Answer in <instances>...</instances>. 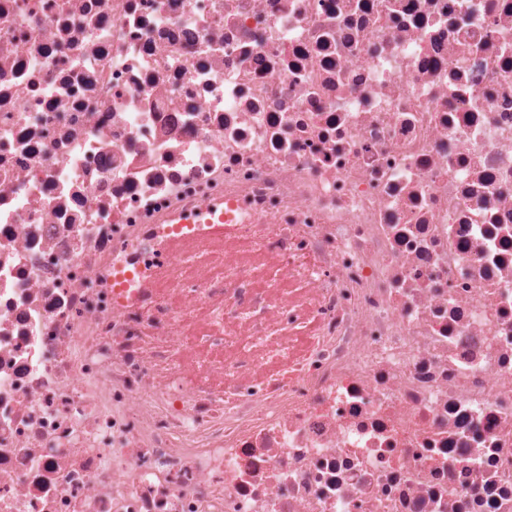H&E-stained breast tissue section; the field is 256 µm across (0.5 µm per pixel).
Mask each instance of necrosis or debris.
Masks as SVG:
<instances>
[{"instance_id":"necrosis-or-debris-1","label":"necrosis or debris","mask_w":512,"mask_h":512,"mask_svg":"<svg viewBox=\"0 0 512 512\" xmlns=\"http://www.w3.org/2000/svg\"><path fill=\"white\" fill-rule=\"evenodd\" d=\"M0 512H512V0H0ZM178 224L181 225L177 229L173 228L163 240V246L167 249L202 240L222 242L232 230V225L224 223L222 202L205 204L194 212L181 215ZM183 227H187L189 231H183Z\"/></svg>"}]
</instances>
